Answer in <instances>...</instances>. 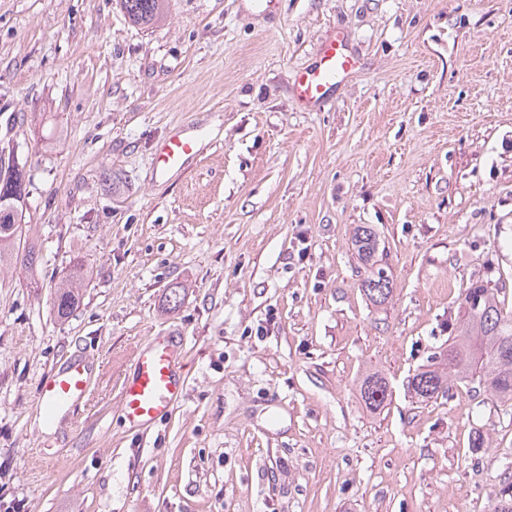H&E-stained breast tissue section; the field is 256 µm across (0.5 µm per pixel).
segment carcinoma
<instances>
[{"mask_svg":"<svg viewBox=\"0 0 512 512\" xmlns=\"http://www.w3.org/2000/svg\"><path fill=\"white\" fill-rule=\"evenodd\" d=\"M119 4L129 21L139 26L153 24L167 8V0H119ZM28 194L25 162L14 156L10 145L0 146L1 269L18 264L32 273L38 263L37 245L22 224ZM355 247L364 263L373 259L378 239L371 227L358 226ZM85 279L83 267L75 265L54 289L52 305L58 318H68L78 307ZM362 291L373 304L385 303L392 292L385 269L371 268L362 282ZM460 308L461 316L451 323L448 350L433 355L426 368L413 374L408 381L409 391L417 401L425 402L449 392L454 376L459 380H476L494 397L511 401L512 310H504L494 292L478 283L465 289ZM360 392L373 408L384 407L391 401L389 383L376 373L363 380ZM493 512H512L511 482L500 489Z\"/></svg>","mask_w":512,"mask_h":512,"instance_id":"1","label":"carcinoma"}]
</instances>
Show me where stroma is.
Returning a JSON list of instances; mask_svg holds the SVG:
<instances>
[{
  "instance_id": "1",
  "label": "stroma",
  "mask_w": 512,
  "mask_h": 512,
  "mask_svg": "<svg viewBox=\"0 0 512 512\" xmlns=\"http://www.w3.org/2000/svg\"><path fill=\"white\" fill-rule=\"evenodd\" d=\"M338 33L355 74L300 104L293 74ZM187 125L196 157L158 174ZM2 143L40 260L0 270V512H492L512 402L407 383L473 283L512 310V0H169L149 27L117 0H0ZM155 336L184 338L187 387L133 429L122 383ZM76 355L90 394L47 424ZM378 239L369 226L361 225L358 226L355 233V247L360 259L365 263L373 259L378 249ZM370 268L368 275L362 282V291L373 304H383L392 292L390 277L382 267L374 268L372 263ZM86 279L85 270L75 265L68 277L54 289L52 305L59 319H66L78 307L82 297L80 291ZM360 392L364 401L373 408H381L391 401V390L387 380L379 374L368 375L362 382Z\"/></svg>"
}]
</instances>
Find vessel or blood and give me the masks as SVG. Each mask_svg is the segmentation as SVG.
Returning a JSON list of instances; mask_svg holds the SVG:
<instances>
[{"mask_svg": "<svg viewBox=\"0 0 512 512\" xmlns=\"http://www.w3.org/2000/svg\"><path fill=\"white\" fill-rule=\"evenodd\" d=\"M357 61L343 37L324 42L316 62L296 73L293 90L304 104L316 105L328 98L337 84L355 73ZM197 134L178 129L164 139L155 151L159 173L183 167L197 153ZM91 369L85 359L71 358L45 384L41 406L48 421L67 414L87 393ZM185 389V378L178 368V354L168 337H153L149 346L137 352L134 372L122 387L121 412L131 427H141L167 417Z\"/></svg>", "mask_w": 512, "mask_h": 512, "instance_id": "1", "label": "vessel or blood"}]
</instances>
